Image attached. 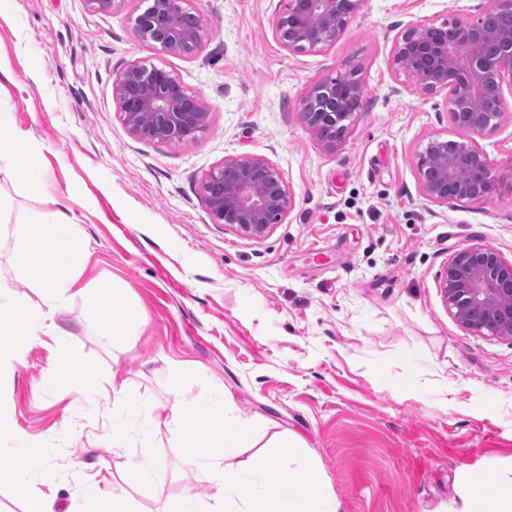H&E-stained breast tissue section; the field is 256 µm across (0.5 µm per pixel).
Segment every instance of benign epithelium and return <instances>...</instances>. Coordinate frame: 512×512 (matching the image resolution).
<instances>
[{"label":"benign epithelium","mask_w":512,"mask_h":512,"mask_svg":"<svg viewBox=\"0 0 512 512\" xmlns=\"http://www.w3.org/2000/svg\"><path fill=\"white\" fill-rule=\"evenodd\" d=\"M187 0H151L136 18L138 37L158 50L192 55L203 45L202 19L184 25ZM365 0H278L272 26L291 53L322 52L336 42ZM392 69L426 96L446 93L449 123L459 131L448 142L432 139L417 165L421 195L439 205L488 203L497 194L492 160L479 140L505 120L504 88L512 90V0H482L475 14L443 24L424 22L402 31L393 45ZM362 84L338 75L316 82L299 101V120L318 145L334 153L361 104ZM128 131L144 140L180 143L195 138L209 112L178 77L157 66L134 64L113 81ZM482 99L486 107L471 104ZM211 216L238 233L262 240L287 217L294 196L283 174L258 154L224 159L203 183ZM438 288L454 319L467 330L512 339V260L484 244L456 249L445 262Z\"/></svg>","instance_id":"obj_1"}]
</instances>
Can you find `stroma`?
Here are the masks:
<instances>
[{
	"mask_svg": "<svg viewBox=\"0 0 512 512\" xmlns=\"http://www.w3.org/2000/svg\"><path fill=\"white\" fill-rule=\"evenodd\" d=\"M480 0H367L326 51L276 40L277 0H190L201 50L161 52L134 19L148 0L109 12L87 0H13L0 15V150L32 143L44 172L28 184L0 173L9 224L65 203L87 247L76 295L57 316L95 386L45 387L62 360L52 341L0 365V403L18 429L49 439L31 462L49 512H86L84 485L130 512H171L209 499L177 426L132 419L123 448L105 436L121 413L113 386L166 413L214 389L229 417L303 439L339 512H469L466 483L512 478V340L460 326L437 275L451 252L492 246L512 260V123L482 139L498 192L490 203L438 205L418 185L430 137L453 139L444 95L428 98L391 66L407 26L442 22ZM177 75L209 111L195 139L166 144L126 130L112 93L134 64ZM354 71L362 107L334 153L298 118L317 81ZM259 154L283 173L294 206L260 241L216 223L202 191L225 158ZM120 288L133 316L107 345L88 321ZM198 373L180 393L174 372ZM150 449L152 476L113 482Z\"/></svg>",
	"mask_w": 512,
	"mask_h": 512,
	"instance_id": "35a3bbf8",
	"label": "stroma"
}]
</instances>
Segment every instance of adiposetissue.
<instances>
[{
  "instance_id": "obj_1",
  "label": "adipose tissue",
  "mask_w": 512,
  "mask_h": 512,
  "mask_svg": "<svg viewBox=\"0 0 512 512\" xmlns=\"http://www.w3.org/2000/svg\"><path fill=\"white\" fill-rule=\"evenodd\" d=\"M15 247L14 266L36 290L35 298L20 300L0 291V329H12L15 343H0L1 363H23L28 350L39 343L41 333L52 336L58 348L67 345V331L54 318L71 297V273L85 255V244L66 205L40 213L34 221L12 227ZM89 321L98 336L116 345L129 331V316L120 290H113L106 301L90 313ZM13 442L11 464L16 493L28 500V512H43L41 502L30 494L27 464L35 445L25 434L15 432L10 411L0 405V437Z\"/></svg>"
}]
</instances>
